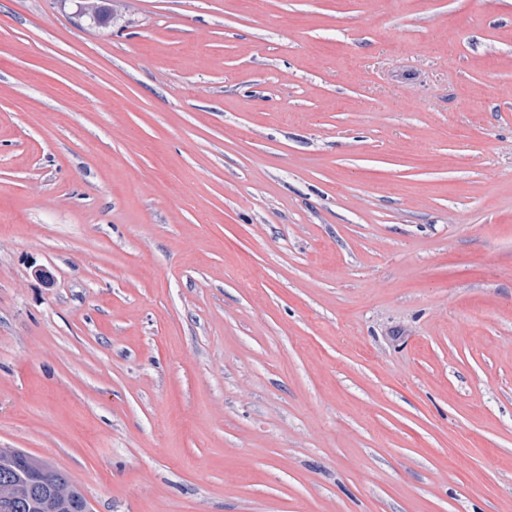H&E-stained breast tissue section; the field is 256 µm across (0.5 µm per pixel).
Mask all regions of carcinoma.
Masks as SVG:
<instances>
[{"label":"carcinoma","mask_w":512,"mask_h":512,"mask_svg":"<svg viewBox=\"0 0 512 512\" xmlns=\"http://www.w3.org/2000/svg\"><path fill=\"white\" fill-rule=\"evenodd\" d=\"M83 10L106 21L105 0H83ZM87 499L65 474L18 449L0 454V512H83Z\"/></svg>","instance_id":"carcinoma-1"}]
</instances>
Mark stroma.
Listing matches in <instances>:
<instances>
[{
	"label": "stroma",
	"mask_w": 512,
	"mask_h": 512,
	"mask_svg": "<svg viewBox=\"0 0 512 512\" xmlns=\"http://www.w3.org/2000/svg\"><path fill=\"white\" fill-rule=\"evenodd\" d=\"M0 0V448L91 512H512V0Z\"/></svg>",
	"instance_id": "1"
}]
</instances>
